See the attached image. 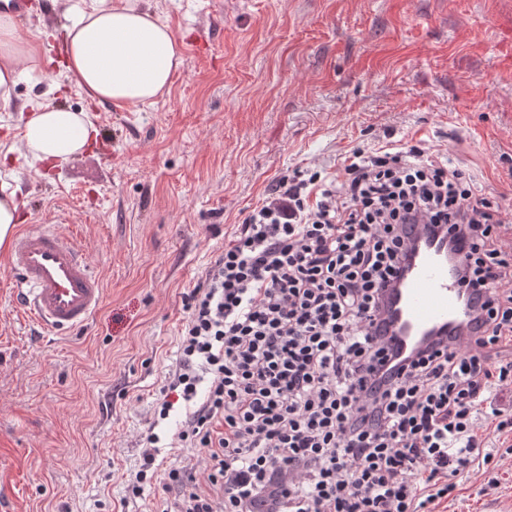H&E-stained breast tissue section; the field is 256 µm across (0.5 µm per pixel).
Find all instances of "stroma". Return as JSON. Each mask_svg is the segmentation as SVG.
I'll list each match as a JSON object with an SVG mask.
<instances>
[{
	"label": "stroma",
	"instance_id": "1",
	"mask_svg": "<svg viewBox=\"0 0 512 512\" xmlns=\"http://www.w3.org/2000/svg\"><path fill=\"white\" fill-rule=\"evenodd\" d=\"M183 64L156 102L90 107L56 70L0 107V184L29 224L73 236L104 297L62 334L20 308L0 257V512H150L125 502L172 365L181 294L283 174L358 147L422 139L498 187L512 156V0H144ZM90 109V151L51 175L27 161L15 104ZM448 512H512V460Z\"/></svg>",
	"mask_w": 512,
	"mask_h": 512
}]
</instances>
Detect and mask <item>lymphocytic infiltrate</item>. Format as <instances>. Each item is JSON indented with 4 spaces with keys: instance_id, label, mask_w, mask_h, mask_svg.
I'll return each instance as SVG.
<instances>
[{
    "instance_id": "f902f5d3",
    "label": "lymphocytic infiltrate",
    "mask_w": 512,
    "mask_h": 512,
    "mask_svg": "<svg viewBox=\"0 0 512 512\" xmlns=\"http://www.w3.org/2000/svg\"><path fill=\"white\" fill-rule=\"evenodd\" d=\"M457 261L476 345L407 353L386 298L417 226ZM179 355L159 418L185 404L163 469L141 439L129 485L165 472L159 512H439L475 459L512 458V213L425 143L351 149L333 172L281 177L183 292Z\"/></svg>"
}]
</instances>
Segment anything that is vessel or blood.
I'll use <instances>...</instances> for the list:
<instances>
[{
  "mask_svg": "<svg viewBox=\"0 0 512 512\" xmlns=\"http://www.w3.org/2000/svg\"><path fill=\"white\" fill-rule=\"evenodd\" d=\"M445 243L417 241L410 266L392 294L390 331L403 349L427 335L465 325L471 310L462 298L455 263ZM6 260L29 317L54 332L84 325L100 308L103 288L80 248L67 235L33 224L15 227Z\"/></svg>",
  "mask_w": 512,
  "mask_h": 512,
  "instance_id": "1",
  "label": "vessel or blood"
}]
</instances>
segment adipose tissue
Listing matches in <instances>:
<instances>
[{"label":"adipose tissue","instance_id":"1","mask_svg":"<svg viewBox=\"0 0 512 512\" xmlns=\"http://www.w3.org/2000/svg\"><path fill=\"white\" fill-rule=\"evenodd\" d=\"M51 2L62 7L64 22L33 38L11 13L0 12V105H13L12 91L30 64L59 68L91 102L118 107L153 102L183 64L168 24L134 0ZM53 41L54 56L47 51ZM17 108L24 154L41 168H62L98 137L88 111L62 104Z\"/></svg>","mask_w":512,"mask_h":512}]
</instances>
